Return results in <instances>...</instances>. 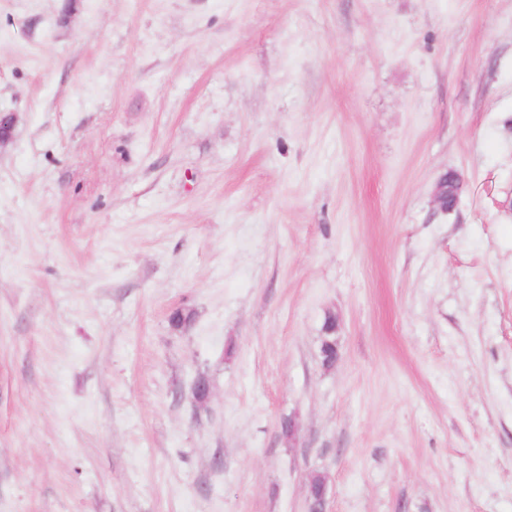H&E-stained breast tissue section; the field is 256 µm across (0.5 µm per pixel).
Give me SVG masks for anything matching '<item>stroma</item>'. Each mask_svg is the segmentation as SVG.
Returning <instances> with one entry per match:
<instances>
[{"label": "stroma", "instance_id": "35a3bbf8", "mask_svg": "<svg viewBox=\"0 0 512 512\" xmlns=\"http://www.w3.org/2000/svg\"><path fill=\"white\" fill-rule=\"evenodd\" d=\"M1 112L0 512H512V0H0Z\"/></svg>", "mask_w": 512, "mask_h": 512}]
</instances>
